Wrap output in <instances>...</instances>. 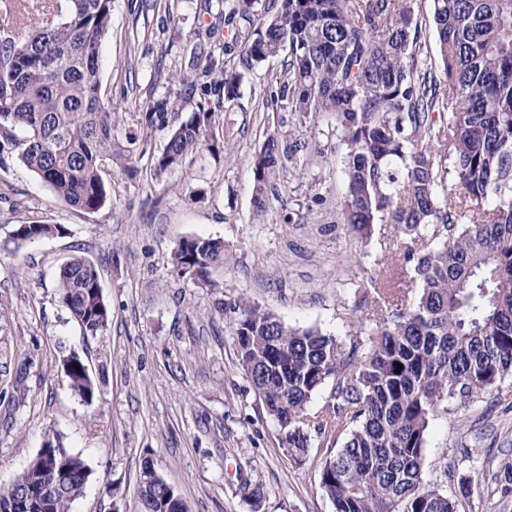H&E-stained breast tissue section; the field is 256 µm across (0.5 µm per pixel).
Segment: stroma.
<instances>
[{"mask_svg":"<svg viewBox=\"0 0 512 512\" xmlns=\"http://www.w3.org/2000/svg\"><path fill=\"white\" fill-rule=\"evenodd\" d=\"M238 6L113 0L100 48L113 139L126 142L140 114L164 101L166 124L137 143L146 156L159 154L172 127L205 97L217 106L215 129L231 159L203 150L160 182L145 168L134 177L111 170L106 205L88 214L57 199L17 150L0 153V486L53 433L91 471L71 512H136L147 458L187 512H333L319 486L326 441L312 438L304 461L291 457L239 365L238 305L344 339L362 283L391 270L402 253L391 225H376L362 240L341 223L344 148L336 123L288 111L282 58L243 66L252 29ZM214 57L241 74L233 101L209 68ZM277 128L314 139L322 152L289 165L257 222L253 162ZM31 222L68 232L15 247L11 232ZM189 237L223 240L215 287L173 274L171 253ZM74 255L96 265L111 307L109 327L96 338L84 336L58 300L60 268ZM73 352L98 384L93 403L70 388L62 360ZM426 463L458 512H512V378L433 421Z\"/></svg>","mask_w":512,"mask_h":512,"instance_id":"1","label":"stroma"}]
</instances>
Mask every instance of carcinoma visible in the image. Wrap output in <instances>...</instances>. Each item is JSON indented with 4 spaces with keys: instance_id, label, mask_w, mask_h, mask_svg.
<instances>
[{
    "instance_id": "cac0c4a2",
    "label": "carcinoma",
    "mask_w": 512,
    "mask_h": 512,
    "mask_svg": "<svg viewBox=\"0 0 512 512\" xmlns=\"http://www.w3.org/2000/svg\"><path fill=\"white\" fill-rule=\"evenodd\" d=\"M433 2L438 68L418 59L422 26L410 0H280L273 15H259L243 48L248 67L284 55L280 95L289 111L335 115L345 146L343 221L362 238L378 224L404 235L396 278L410 275L417 289L409 302L393 280L370 281L374 326L357 316L348 344L240 308L238 360L288 453L302 458L312 431L346 433L320 472L334 512H457L426 474L430 425L512 376V0ZM111 20L112 0H0V151L17 148L23 166L83 213L106 204V168L137 170L136 135L112 143V113L100 98L98 54ZM210 63L233 101L239 75ZM214 115L200 103L172 130L152 157L153 180L203 149L228 153ZM436 143L448 152L437 153ZM316 153L291 132L267 136L253 164L256 216L288 163ZM67 232L32 222L11 239L19 248ZM171 265L176 276L216 288L211 272L224 265V243L186 238ZM58 295L84 335L108 329L111 309L91 261L76 256L62 266ZM67 366L74 393L93 402L98 385L83 360L72 354ZM327 387L325 405L309 412ZM54 443L44 455L73 462L68 489L57 490L58 471L37 456L0 487V512H70L83 496L91 470ZM27 488L33 497L21 509L14 494ZM138 500V512H176L146 461Z\"/></svg>"
}]
</instances>
